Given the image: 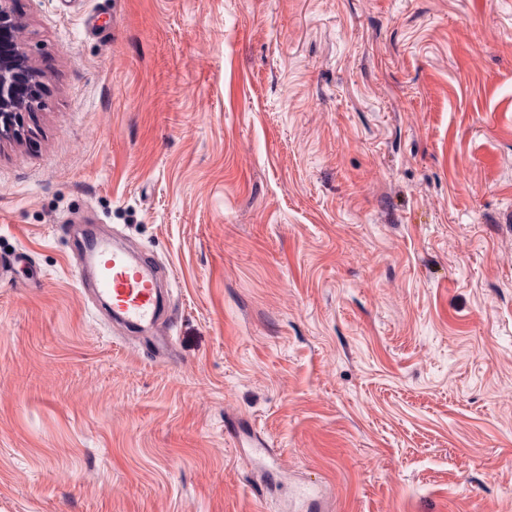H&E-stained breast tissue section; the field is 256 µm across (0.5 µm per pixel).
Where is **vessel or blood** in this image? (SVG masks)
Here are the masks:
<instances>
[{
	"mask_svg": "<svg viewBox=\"0 0 512 512\" xmlns=\"http://www.w3.org/2000/svg\"><path fill=\"white\" fill-rule=\"evenodd\" d=\"M97 296L110 300L112 312L126 324L151 327L160 349H167L166 328L158 319L160 291L151 266L135 261L130 252L113 247L109 238L93 241Z\"/></svg>",
	"mask_w": 512,
	"mask_h": 512,
	"instance_id": "1",
	"label": "vessel or blood"
}]
</instances>
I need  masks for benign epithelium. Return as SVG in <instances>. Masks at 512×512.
I'll list each match as a JSON object with an SVG mask.
<instances>
[{
  "label": "benign epithelium",
  "mask_w": 512,
  "mask_h": 512,
  "mask_svg": "<svg viewBox=\"0 0 512 512\" xmlns=\"http://www.w3.org/2000/svg\"><path fill=\"white\" fill-rule=\"evenodd\" d=\"M20 31L14 0H0V142L22 138L23 114L34 110L43 88Z\"/></svg>",
  "instance_id": "1"
}]
</instances>
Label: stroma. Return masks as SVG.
I'll return each instance as SVG.
<instances>
[{"mask_svg":"<svg viewBox=\"0 0 512 512\" xmlns=\"http://www.w3.org/2000/svg\"><path fill=\"white\" fill-rule=\"evenodd\" d=\"M15 7L0 512H512V0ZM84 227L154 265L166 354ZM14 2L0 1V143L20 141L23 114L33 112L43 88V75L21 39Z\"/></svg>","mask_w":512,"mask_h":512,"instance_id":"stroma-1","label":"stroma"}]
</instances>
